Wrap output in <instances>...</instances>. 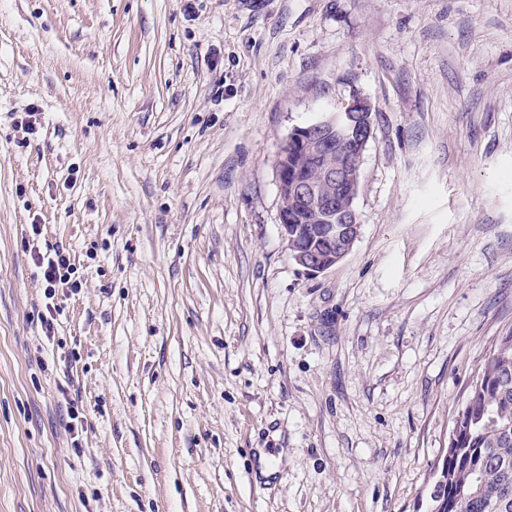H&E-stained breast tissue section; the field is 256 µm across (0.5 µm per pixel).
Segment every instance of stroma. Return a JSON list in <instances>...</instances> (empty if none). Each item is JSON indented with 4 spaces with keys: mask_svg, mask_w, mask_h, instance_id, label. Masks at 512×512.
<instances>
[{
    "mask_svg": "<svg viewBox=\"0 0 512 512\" xmlns=\"http://www.w3.org/2000/svg\"><path fill=\"white\" fill-rule=\"evenodd\" d=\"M356 94L312 276L278 153ZM508 329L512 0H0V512H431ZM373 110L369 99L354 95L339 111L294 128L280 149L281 233L294 261L311 274L336 266L359 236L354 201L373 137ZM311 158L320 164L305 176ZM33 252L34 259L43 270L46 299L53 300L60 288L64 293V290L73 292L81 287V282L74 279V264L71 263L70 253L66 248L57 247L53 254L46 256L36 249Z\"/></svg>",
    "mask_w": 512,
    "mask_h": 512,
    "instance_id": "1",
    "label": "stroma"
}]
</instances>
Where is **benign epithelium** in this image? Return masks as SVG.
I'll list each match as a JSON object with an SVG mask.
<instances>
[{
    "label": "benign epithelium",
    "mask_w": 512,
    "mask_h": 512,
    "mask_svg": "<svg viewBox=\"0 0 512 512\" xmlns=\"http://www.w3.org/2000/svg\"><path fill=\"white\" fill-rule=\"evenodd\" d=\"M373 131L372 103L355 95L339 111L293 129L280 149L281 233L294 261L311 274L336 266L359 236L354 201ZM311 158L320 164L308 176L304 163Z\"/></svg>",
    "instance_id": "7a95c632"
}]
</instances>
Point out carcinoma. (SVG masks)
Wrapping results in <instances>:
<instances>
[{"label":"carcinoma","instance_id":"1","mask_svg":"<svg viewBox=\"0 0 512 512\" xmlns=\"http://www.w3.org/2000/svg\"><path fill=\"white\" fill-rule=\"evenodd\" d=\"M438 488L442 512H512V330L467 388Z\"/></svg>","mask_w":512,"mask_h":512}]
</instances>
